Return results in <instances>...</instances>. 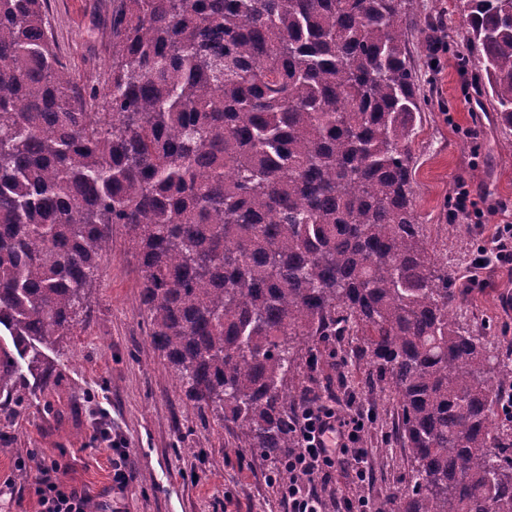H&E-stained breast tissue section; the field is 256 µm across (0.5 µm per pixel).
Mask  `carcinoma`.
<instances>
[{"label":"carcinoma","mask_w":512,"mask_h":512,"mask_svg":"<svg viewBox=\"0 0 512 512\" xmlns=\"http://www.w3.org/2000/svg\"><path fill=\"white\" fill-rule=\"evenodd\" d=\"M411 2L122 0L101 93L45 0H0V326L70 334L119 224L152 346L276 475L301 353L361 336L410 461L390 512H512V367L460 323L417 212ZM463 5L512 128V0ZM17 383L0 348V395Z\"/></svg>","instance_id":"cac0c4a2"}]
</instances>
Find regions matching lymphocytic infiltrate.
Returning <instances> with one entry per match:
<instances>
[{"label":"lymphocytic infiltrate","instance_id":"obj_1","mask_svg":"<svg viewBox=\"0 0 512 512\" xmlns=\"http://www.w3.org/2000/svg\"><path fill=\"white\" fill-rule=\"evenodd\" d=\"M364 414L343 416L335 405L306 399L298 416L296 450L288 457V479L279 486L287 512H325L323 490L336 475L371 482L370 449L362 445ZM59 466H43L37 482L41 512H87V497L57 477Z\"/></svg>","mask_w":512,"mask_h":512}]
</instances>
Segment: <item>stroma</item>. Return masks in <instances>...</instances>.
Wrapping results in <instances>:
<instances>
[{
    "instance_id": "35a3bbf8",
    "label": "stroma",
    "mask_w": 512,
    "mask_h": 512,
    "mask_svg": "<svg viewBox=\"0 0 512 512\" xmlns=\"http://www.w3.org/2000/svg\"><path fill=\"white\" fill-rule=\"evenodd\" d=\"M63 63L79 87L104 83L112 64V15L120 0H46ZM419 20L445 21L448 51L432 68L426 38L409 36L421 76L423 112L411 150L417 207L424 230L448 261L461 294L456 310L492 345L512 348V269L471 271L469 253L489 244L499 225L512 224V129L501 127L488 96L476 93L478 64L467 44L457 0H418ZM472 191V223L450 220L459 184ZM359 337L335 344L346 365L299 370L301 388L330 380L336 406L373 409L364 444L371 448L373 480L359 486L337 477L326 500L363 495L381 504L404 486L407 454L392 433L395 409L372 385L376 372ZM0 347L14 356L21 402L0 399V512H39V466L61 465L59 478L89 498L91 512H109L112 476L99 419L125 441L136 476L127 512H285L270 484V464L237 439L233 424L199 411L172 369L153 348L139 301V277L121 226L112 228L92 310L69 336L19 347L0 327ZM25 468H18V461Z\"/></svg>"
}]
</instances>
